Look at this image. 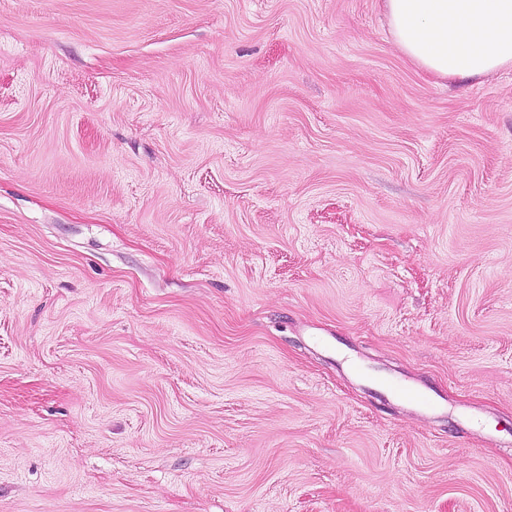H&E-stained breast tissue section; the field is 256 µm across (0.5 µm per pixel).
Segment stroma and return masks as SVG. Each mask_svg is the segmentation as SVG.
<instances>
[{
  "mask_svg": "<svg viewBox=\"0 0 512 512\" xmlns=\"http://www.w3.org/2000/svg\"><path fill=\"white\" fill-rule=\"evenodd\" d=\"M0 512H512V69L383 0H0ZM389 388L394 395L412 401L420 406H426L429 408L436 407V404L433 402V400L428 394L420 390H417L405 383H390Z\"/></svg>",
  "mask_w": 512,
  "mask_h": 512,
  "instance_id": "1",
  "label": "stroma"
}]
</instances>
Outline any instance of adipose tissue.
<instances>
[{
	"instance_id": "1",
	"label": "adipose tissue",
	"mask_w": 512,
	"mask_h": 512,
	"mask_svg": "<svg viewBox=\"0 0 512 512\" xmlns=\"http://www.w3.org/2000/svg\"><path fill=\"white\" fill-rule=\"evenodd\" d=\"M405 56L443 80H479L512 67V0H384Z\"/></svg>"
}]
</instances>
